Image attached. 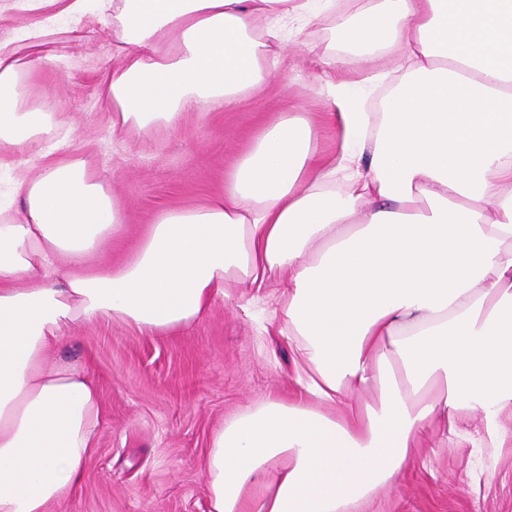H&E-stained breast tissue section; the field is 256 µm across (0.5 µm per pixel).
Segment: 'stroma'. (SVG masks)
<instances>
[{
	"label": "stroma",
	"mask_w": 512,
	"mask_h": 512,
	"mask_svg": "<svg viewBox=\"0 0 512 512\" xmlns=\"http://www.w3.org/2000/svg\"><path fill=\"white\" fill-rule=\"evenodd\" d=\"M38 18L56 32L48 58L30 85L59 123L57 137L35 144L0 170L7 197L15 170H37L45 153L88 159L96 177L120 205L123 225L103 247L95 267L119 268L136 251L157 214L199 207L221 189L242 148L276 115L311 121L321 152L340 151L332 90L360 106L374 101L402 71L392 51L378 65L359 57L337 67L344 54L330 25L309 34L289 31L275 73L264 89L227 110H195L175 125L115 137L112 113L100 96L99 78L112 65V18L96 0L81 13L54 4ZM13 9L0 14V40L25 37L34 18ZM245 289L228 287L206 315L184 331L163 336L102 317L72 328L63 358L87 362L100 391L104 423L93 461L61 512H208L201 461L224 421L270 397L293 399L295 346L279 334V289L245 304ZM466 448H453L436 432L422 438L397 484L378 488L380 512H512V447L487 451L484 474Z\"/></svg>",
	"instance_id": "obj_1"
}]
</instances>
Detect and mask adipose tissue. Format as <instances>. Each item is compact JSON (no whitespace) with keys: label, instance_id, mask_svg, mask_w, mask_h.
Instances as JSON below:
<instances>
[{"label":"adipose tissue","instance_id":"obj_1","mask_svg":"<svg viewBox=\"0 0 512 512\" xmlns=\"http://www.w3.org/2000/svg\"><path fill=\"white\" fill-rule=\"evenodd\" d=\"M328 21L352 54L408 63L377 112L328 113L340 156L281 113L222 192L160 212L117 270L90 258L122 227L79 157L50 158L0 206V512H50L83 480L103 412L73 326L189 327L235 282L281 289L302 394L246 407L203 460L208 512H373L417 437L504 447L512 416V0H112L102 76L113 134L149 132L265 85L287 22ZM44 21L0 41V168L58 124L28 103ZM376 389L375 404L353 392ZM480 430H471L474 417Z\"/></svg>","mask_w":512,"mask_h":512}]
</instances>
